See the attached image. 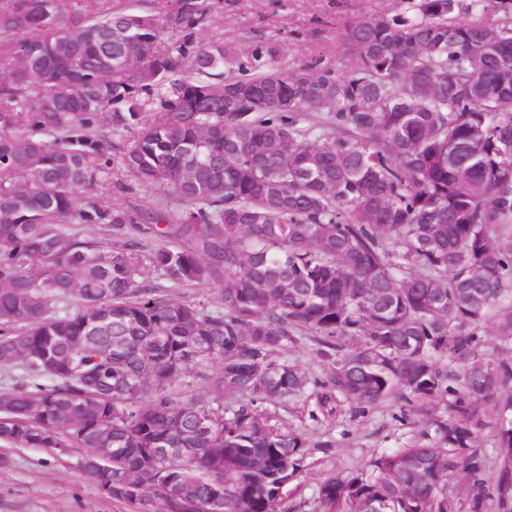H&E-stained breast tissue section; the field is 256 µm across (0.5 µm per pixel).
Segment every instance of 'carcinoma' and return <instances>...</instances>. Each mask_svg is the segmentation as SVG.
I'll return each instance as SVG.
<instances>
[{"label": "carcinoma", "instance_id": "carcinoma-1", "mask_svg": "<svg viewBox=\"0 0 512 512\" xmlns=\"http://www.w3.org/2000/svg\"><path fill=\"white\" fill-rule=\"evenodd\" d=\"M110 3L0 0V366L24 371L0 394V444L81 452L134 512H288L305 441L254 403L308 385L281 358L306 332L334 363L329 413L338 394L361 411L453 394L436 441L327 477L320 512H445L458 470L468 512H512V369L477 335L512 293V0L361 13L340 28L342 69L295 71L274 41L197 40L207 0ZM114 164L185 207L93 200ZM160 222L198 246L163 244L152 267L176 285L222 276V310L137 285V245L68 228L164 237ZM192 370L188 393L176 383ZM480 402L496 412L493 479Z\"/></svg>", "mask_w": 512, "mask_h": 512}]
</instances>
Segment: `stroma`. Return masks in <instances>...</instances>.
Returning a JSON list of instances; mask_svg holds the SVG:
<instances>
[{
  "label": "stroma",
  "mask_w": 512,
  "mask_h": 512,
  "mask_svg": "<svg viewBox=\"0 0 512 512\" xmlns=\"http://www.w3.org/2000/svg\"><path fill=\"white\" fill-rule=\"evenodd\" d=\"M211 13L199 37L204 41L233 40L248 48L251 40L271 39L281 46L280 64L295 70L311 57L341 62L338 31L343 20L375 9H399L400 0H209ZM104 202L119 209L175 211V196L142 187L123 170L97 191ZM130 240L140 242L139 284L167 290L175 298L213 311L221 306L220 283L174 286L153 270L149 256L156 240L146 225L127 228ZM501 308H493L479 329L482 351L489 358L512 364V333L502 326ZM310 383L302 393L280 403L267 404L273 422L302 435L309 457L301 476L288 486L289 512H319L318 485L332 474H351L368 467L382 452L407 448L433 435L434 420L447 418V396L419 405L400 396L358 411L338 397L335 413L323 412L316 393L329 364L319 356L310 336H297L285 354ZM0 465V512H129L124 505L101 496L94 479L76 465V456L54 458L46 448L4 449Z\"/></svg>",
  "instance_id": "35a3bbf8"
}]
</instances>
